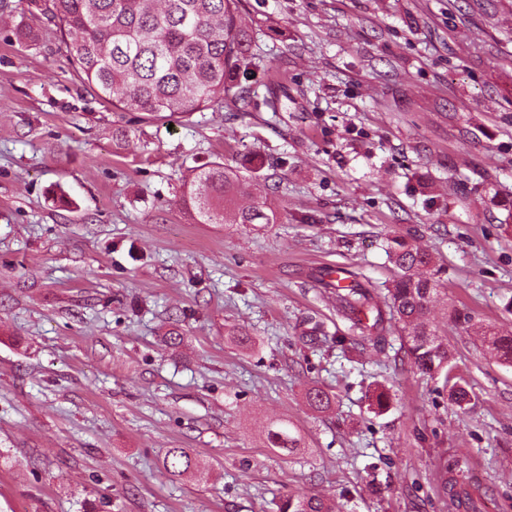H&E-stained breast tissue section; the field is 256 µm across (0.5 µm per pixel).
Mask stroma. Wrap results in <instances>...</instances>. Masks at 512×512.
Instances as JSON below:
<instances>
[{
    "label": "stroma",
    "instance_id": "obj_1",
    "mask_svg": "<svg viewBox=\"0 0 512 512\" xmlns=\"http://www.w3.org/2000/svg\"><path fill=\"white\" fill-rule=\"evenodd\" d=\"M41 2L0 0V512H454L455 457L512 512V366L478 335L512 332V0H242L253 106L162 120L86 87ZM215 161L278 223H194L183 184ZM389 235L444 270L464 406L398 338L336 342L317 274L382 289ZM280 419L294 452L266 445ZM170 448L197 469L171 478ZM276 512H330L332 509L317 497H285L275 503Z\"/></svg>",
    "mask_w": 512,
    "mask_h": 512
}]
</instances>
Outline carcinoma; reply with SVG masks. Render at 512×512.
Listing matches in <instances>:
<instances>
[{
  "label": "carcinoma",
  "instance_id": "cac0c4a2",
  "mask_svg": "<svg viewBox=\"0 0 512 512\" xmlns=\"http://www.w3.org/2000/svg\"><path fill=\"white\" fill-rule=\"evenodd\" d=\"M241 0H44V14L64 37L68 61L81 81L112 106L157 118L191 115L226 101L247 103L250 90L237 76L251 69L245 33L238 22ZM237 169L216 163L199 169L184 183V201L196 224H275L277 214L256 197L236 202ZM394 275L384 301L345 268L326 286L336 291V312L350 322L360 345L378 347L387 336L400 338L404 355L421 374L444 375L450 400L461 407L469 392L453 375L447 340L438 336L428 318L439 291L441 269L420 244L395 236L387 239ZM483 350L496 361L512 365V336L495 328L480 333ZM317 410L331 406L330 394L319 388L306 393ZM268 447L291 450L298 439L280 422L267 433ZM163 468L181 477L196 467L188 448H170ZM444 490L464 512H481L465 485L468 470L457 464ZM276 512H331L317 497H285Z\"/></svg>",
  "mask_w": 512,
  "mask_h": 512
}]
</instances>
